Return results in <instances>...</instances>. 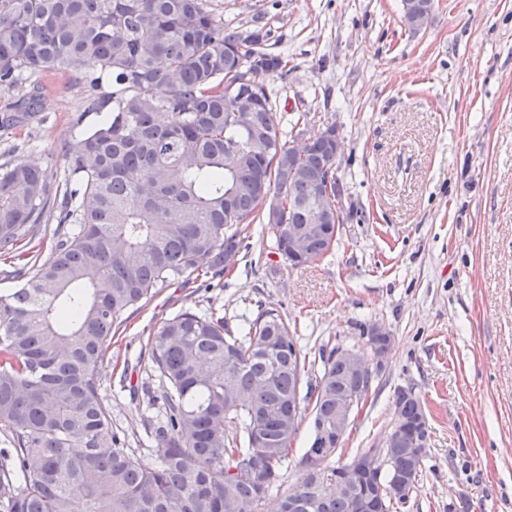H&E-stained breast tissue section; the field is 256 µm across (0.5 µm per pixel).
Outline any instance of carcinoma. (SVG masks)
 I'll return each mask as SVG.
<instances>
[{
  "mask_svg": "<svg viewBox=\"0 0 512 512\" xmlns=\"http://www.w3.org/2000/svg\"><path fill=\"white\" fill-rule=\"evenodd\" d=\"M262 30L217 23L206 0H0V84L20 71L63 67L98 86L112 77L111 116L65 149L69 182L0 165V257L19 262V288L0 295V512H238L280 489L292 451L288 403L306 382V403L331 421L344 399L367 386L334 351L278 345L288 322L271 309L246 320L244 334L224 318L185 310L147 339L164 389L160 417L145 428L155 443L148 464L112 429L100 392L105 359L125 315L157 288L199 271L224 274V257L246 247L261 195H281L266 223L286 256L288 227L313 228L304 249L317 260L320 174L333 146L315 135L293 158L265 89L238 111L232 70L263 55ZM32 88L9 120L35 112ZM57 217L50 255L30 257L22 242ZM395 406L411 428L420 401L400 389ZM241 427L227 433L226 426ZM391 479L419 483L426 453L407 431L390 449ZM335 468L303 474L283 493L297 512H353L352 499L322 488ZM371 512H410L375 491Z\"/></svg>",
  "mask_w": 512,
  "mask_h": 512,
  "instance_id": "carcinoma-1",
  "label": "carcinoma"
}]
</instances>
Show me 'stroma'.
Here are the masks:
<instances>
[{"mask_svg":"<svg viewBox=\"0 0 512 512\" xmlns=\"http://www.w3.org/2000/svg\"><path fill=\"white\" fill-rule=\"evenodd\" d=\"M220 24L259 28L282 67L266 80L280 126L291 114L341 131L343 222L330 252L307 268L277 254L262 225L224 276L164 285L112 341L101 393L128 448L151 461L145 419L163 387L144 344L193 310L234 333L275 309L299 346L360 345L383 325L391 352L346 437L344 456L384 446L397 389L427 416L423 481L410 512H512V0H436L409 30L400 0H207ZM34 115L0 122V165L28 164L65 184L64 148L102 123L67 72L0 85V119L33 84Z\"/></svg>","mask_w":512,"mask_h":512,"instance_id":"1","label":"stroma"}]
</instances>
